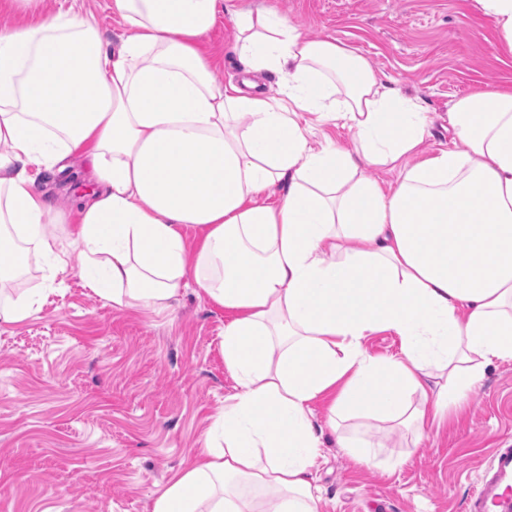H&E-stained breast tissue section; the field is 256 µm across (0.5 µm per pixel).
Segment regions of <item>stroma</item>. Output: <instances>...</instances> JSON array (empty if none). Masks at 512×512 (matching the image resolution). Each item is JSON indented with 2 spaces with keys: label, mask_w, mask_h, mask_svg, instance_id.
I'll use <instances>...</instances> for the list:
<instances>
[{
  "label": "stroma",
  "mask_w": 512,
  "mask_h": 512,
  "mask_svg": "<svg viewBox=\"0 0 512 512\" xmlns=\"http://www.w3.org/2000/svg\"><path fill=\"white\" fill-rule=\"evenodd\" d=\"M267 8L312 39L335 38L429 112L430 135L410 163L450 143L448 104L480 90L512 87V49L478 0H232ZM75 7L110 47L132 36L112 0H44ZM235 28L220 16L207 35L217 83H240ZM69 175L42 172L37 186L65 206L89 182L83 158ZM82 258L48 281L32 260L22 286L43 302L0 329V512H151L155 491L193 458L236 382L221 349L226 315L196 285L172 310H127L85 288ZM377 446L354 462L325 433L316 471L318 512H465L490 464L512 443V360L497 361L448 419L421 440L365 421Z\"/></svg>",
  "instance_id": "1"
}]
</instances>
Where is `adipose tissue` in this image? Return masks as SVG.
I'll use <instances>...</instances> for the list:
<instances>
[{
    "instance_id": "ef3b65f1",
    "label": "adipose tissue",
    "mask_w": 512,
    "mask_h": 512,
    "mask_svg": "<svg viewBox=\"0 0 512 512\" xmlns=\"http://www.w3.org/2000/svg\"><path fill=\"white\" fill-rule=\"evenodd\" d=\"M42 2L8 0L21 22L0 30V252H18L0 268V324L39 309L37 293H11L28 255L55 276L73 249L86 286L113 305L168 309L191 275L227 314L238 390L205 433L204 464L175 471L151 512H317L315 402L330 398L338 446L367 463L371 441L343 421L422 438L487 365L512 359V89L451 101L448 130L466 151L411 166L425 109L273 11L112 0L135 30L113 50L93 21ZM223 12L247 73L238 86L211 74L205 38ZM266 73L277 95L260 90ZM306 113L342 121L350 144L310 141ZM74 154L95 186L69 216L36 177L66 172ZM371 169L398 171L395 186ZM64 223L68 243L45 236ZM381 330L401 336L397 357L364 349Z\"/></svg>"
}]
</instances>
